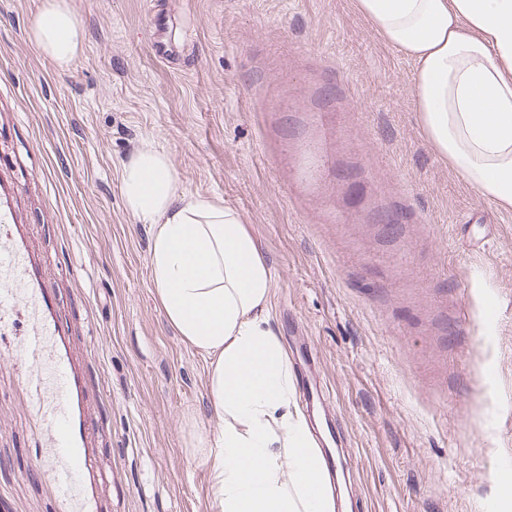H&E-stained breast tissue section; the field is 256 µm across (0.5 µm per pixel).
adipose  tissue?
I'll list each match as a JSON object with an SVG mask.
<instances>
[{"label": "adipose tissue", "instance_id": "obj_1", "mask_svg": "<svg viewBox=\"0 0 512 512\" xmlns=\"http://www.w3.org/2000/svg\"><path fill=\"white\" fill-rule=\"evenodd\" d=\"M412 64L418 123L439 159L512 211V0H354ZM28 36L56 68L83 30L67 0H41ZM125 209L149 225L150 280L174 335L208 361L216 429L201 441L215 512H336L295 373L271 311L272 266L243 216L186 194L151 140L120 166Z\"/></svg>", "mask_w": 512, "mask_h": 512}]
</instances>
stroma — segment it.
<instances>
[{"label": "stroma", "instance_id": "35a3bbf8", "mask_svg": "<svg viewBox=\"0 0 512 512\" xmlns=\"http://www.w3.org/2000/svg\"><path fill=\"white\" fill-rule=\"evenodd\" d=\"M0 0V512H213L207 361L166 323L119 169L142 140L243 215L299 386L342 435L336 512H512V212L443 163L412 65L352 0H68L58 70ZM68 379V445L21 349Z\"/></svg>", "mask_w": 512, "mask_h": 512}]
</instances>
